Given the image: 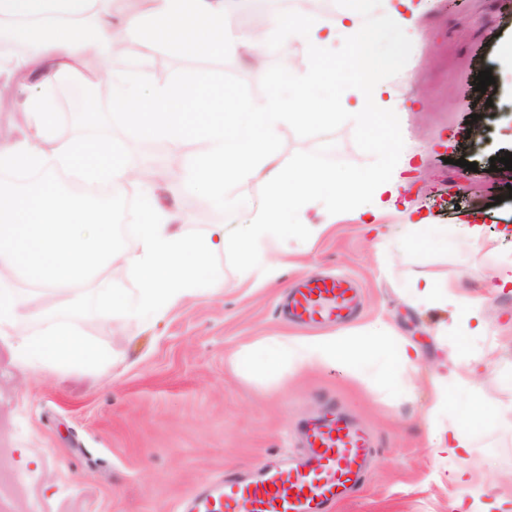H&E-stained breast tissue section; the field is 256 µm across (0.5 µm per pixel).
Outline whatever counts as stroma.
<instances>
[{"instance_id":"1","label":"stroma","mask_w":512,"mask_h":512,"mask_svg":"<svg viewBox=\"0 0 512 512\" xmlns=\"http://www.w3.org/2000/svg\"><path fill=\"white\" fill-rule=\"evenodd\" d=\"M228 32L246 30L252 9L336 16L348 0H236ZM388 61L377 72L353 70L336 81L331 104L336 119L293 121L283 126L275 151L282 170L304 161L355 178L390 155L407 193L381 215L374 228L360 224L359 212L373 207L369 196L344 207L328 223L325 203L308 211L319 225L314 237L288 240L280 281L262 284L244 272L234 251L215 254L224 276L220 291L186 297L159 323L110 316L83 294L78 311L60 309L109 362L50 371L24 365L17 339L0 335V512H173L179 498L220 470L255 469L261 463L300 453L298 422L327 400L362 419L379 448L363 490L337 512H457L464 501L474 512H512V285L495 289L504 261H512V178L490 171V160L512 153V0H432L414 37L383 38ZM167 81L205 83L250 102L286 87L278 57L263 64L220 55L188 60L168 52ZM495 79L475 91L479 71ZM378 81L405 108L393 135L354 121L359 82ZM57 112L67 116L84 103L92 125H78L77 137L122 142L126 163L140 141L115 124L109 103L88 97L82 79L57 88ZM493 110H484L485 101ZM477 122H470V115ZM199 138L174 141L181 164L173 182L160 185L163 204L183 210L182 231L203 235L207 227L185 212L187 199L209 202L208 193L188 183V163ZM477 163V171L457 159ZM267 186L226 179L224 208L214 223L233 231L264 212ZM415 224L448 228L447 246H413ZM479 225L480 239L464 236ZM347 272L363 287V313L356 330L378 322L420 347L415 372L390 384L378 357L352 371L343 365L298 371L280 363L271 372L233 371L230 357L243 348L258 352L280 336L298 335L278 313L283 292L298 278L319 272ZM436 286L456 284L463 297L484 301L487 327L463 328L461 307L452 301L415 306L406 298L414 278ZM471 358L470 392L486 397L492 414L472 426L463 458H433L429 441L436 424H458L468 392L448 391V408H436L434 378L454 368L459 351ZM468 470L466 483L450 478Z\"/></svg>"}]
</instances>
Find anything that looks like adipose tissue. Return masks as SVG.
Returning <instances> with one entry per match:
<instances>
[{"mask_svg":"<svg viewBox=\"0 0 512 512\" xmlns=\"http://www.w3.org/2000/svg\"><path fill=\"white\" fill-rule=\"evenodd\" d=\"M363 3L350 0L349 8L333 19L310 17L297 24L270 20L282 39H296L306 46V63L291 66L286 91L258 103L229 101L228 112L201 127L192 106L193 91L153 82L147 55L137 54L135 73L112 68L113 38L125 36L126 31L101 12L97 0H0V30L28 46L21 55L0 54V97L10 96L21 79L35 82L22 103L26 132L19 139L0 142V172L43 175L38 186L26 193L0 186V331L23 336V362L63 370L110 358L108 351L96 347L69 322L38 307L44 295L78 297L88 290L110 314L158 320L198 286L223 287L222 274L209 267L208 258L226 245L237 248L245 266H260L263 282H274L282 269L266 255V245L272 239L284 245L289 235L313 233L307 212L314 202L326 201L333 216L351 196L368 195L379 211L386 200L397 196L399 182L386 169L359 180L336 179L312 162L283 172L271 149L283 124L296 118L288 104L310 107L321 98L326 82L335 80L337 47L349 50L350 67L380 64L383 58L375 44L381 34L398 42L407 39L427 9L425 0H387L371 15ZM175 17L180 23L165 40L175 51L190 46L198 55L217 52L230 60L254 59L262 52L251 34L226 40L224 0H148L149 23ZM89 56L105 62L90 77V84L109 85L113 109L138 138L202 135L207 149L191 160L190 181L208 191L216 208L225 204V176L266 182L264 219L237 225L230 235L216 224L203 237L189 238L178 226V214L160 203L156 182L147 181L141 185L137 245L122 250L115 241L110 210L92 205L82 195H61L53 179L59 170L89 185H106L118 196L135 178L118 145L58 134L59 118L48 91L54 83L80 75ZM116 265L135 283V291L115 287ZM35 316L42 325L28 330V321ZM374 355L382 358L391 375L414 370L419 358L414 345L382 324L367 331L272 339L263 364L270 369L285 359L298 369L336 363L359 369ZM487 412L484 397L467 399L459 411L461 426L449 428L447 445H433V454L444 450L454 454L469 447L466 425L482 420Z\"/></svg>","mask_w":512,"mask_h":512,"instance_id":"adipose-tissue-1","label":"adipose tissue"}]
</instances>
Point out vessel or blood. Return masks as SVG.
Masks as SVG:
<instances>
[{
	"mask_svg": "<svg viewBox=\"0 0 512 512\" xmlns=\"http://www.w3.org/2000/svg\"><path fill=\"white\" fill-rule=\"evenodd\" d=\"M351 275L312 276L292 288L283 304L302 326L346 325L357 314ZM302 456L268 462L250 477L226 472L179 500L178 512H331L365 482L378 442L363 422L336 402L304 423Z\"/></svg>",
	"mask_w": 512,
	"mask_h": 512,
	"instance_id": "b4317fda",
	"label": "vessel or blood"
}]
</instances>
